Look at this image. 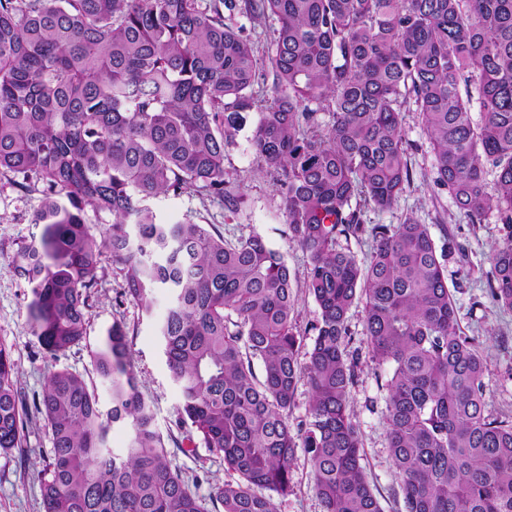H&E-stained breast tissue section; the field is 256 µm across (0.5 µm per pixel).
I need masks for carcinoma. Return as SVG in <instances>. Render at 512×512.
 <instances>
[{
    "instance_id": "cac0c4a2",
    "label": "carcinoma",
    "mask_w": 512,
    "mask_h": 512,
    "mask_svg": "<svg viewBox=\"0 0 512 512\" xmlns=\"http://www.w3.org/2000/svg\"><path fill=\"white\" fill-rule=\"evenodd\" d=\"M226 12L274 20L271 49L259 53ZM268 78L270 94L255 95ZM407 103L437 185L470 223L498 216L490 294L512 311V0H0V173L41 194L30 223L42 233L12 257L31 289L30 328L53 356L86 339L105 251L142 311L169 290L159 338L179 422L236 475L206 498L189 489L116 321L93 353L109 408L65 369L33 398L52 439L44 512H275L300 448L323 512H382L348 405L357 302L368 354L392 368L385 422L405 512H512V423L486 411L484 359L445 274L462 247L437 246L411 217L363 224L364 210L392 208L411 182ZM249 113L250 147L281 172L288 238L307 257L320 311L311 339L297 332L291 269L262 236L163 224L149 205L194 190L236 206L224 146ZM88 207L112 215L99 237ZM365 233L373 251L361 264L339 240ZM14 374L0 343L3 452L21 447L24 427ZM302 381L311 404L294 424ZM116 427L128 431L121 454L109 446Z\"/></svg>"
}]
</instances>
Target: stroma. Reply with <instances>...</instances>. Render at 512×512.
<instances>
[{"instance_id":"35a3bbf8","label":"stroma","mask_w":512,"mask_h":512,"mask_svg":"<svg viewBox=\"0 0 512 512\" xmlns=\"http://www.w3.org/2000/svg\"><path fill=\"white\" fill-rule=\"evenodd\" d=\"M402 125L411 183L392 209L366 211L363 221L398 224L411 217L428 225L435 241L448 236L463 247V254H451L445 261L448 288L455 299L462 331L475 337L485 361V380L489 386L487 410L499 419L512 421V311L497 306L487 293L488 256L500 236V226L493 215L483 223H469L448 192L434 182V154L417 113L404 109ZM251 129V124H244L235 139L224 147V179L239 196L236 210H229L203 191L161 195L152 200L151 206L158 220L165 224L189 219L212 224L232 241L260 234L284 255L300 278L307 258L288 239L287 221L280 206L279 176L252 152L247 141ZM39 203L38 192L12 187L7 176L0 175V343L12 352L18 391L29 398L42 393L51 372L67 369L81 374L94 387L102 406H109V391L94 372L91 351L113 321L119 320L128 332L131 367L140 390L154 410L159 430L163 435L184 441L187 431L178 422L182 398L171 380L158 337L170 295L162 289L156 291L152 314L142 313L124 296L123 281L112 268L110 253H103L98 283L89 291L86 340L55 356L40 347L27 320L30 290L11 267L16 250L41 234L40 225L29 221ZM348 326L352 347L361 351L349 404L363 443V465L383 512H402V501L393 497L398 480L387 448V370L376 365L365 350L361 306L351 308ZM51 448L50 433L43 418L29 414L21 447L0 451V512H43L40 477L51 458ZM172 464L203 498L208 496L213 484L233 478L232 473L225 471L223 462L204 447L189 455L175 453ZM293 481L291 494L275 497L276 512H322L311 462L305 453L296 455Z\"/></svg>"}]
</instances>
